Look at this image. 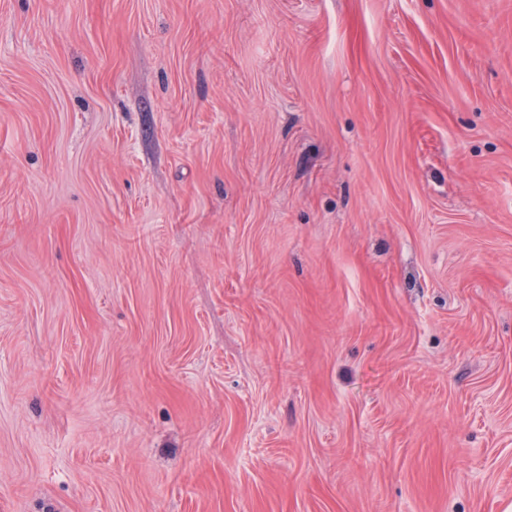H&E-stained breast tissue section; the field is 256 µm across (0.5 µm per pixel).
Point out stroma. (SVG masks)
<instances>
[{
  "instance_id": "1",
  "label": "stroma",
  "mask_w": 512,
  "mask_h": 512,
  "mask_svg": "<svg viewBox=\"0 0 512 512\" xmlns=\"http://www.w3.org/2000/svg\"><path fill=\"white\" fill-rule=\"evenodd\" d=\"M0 512H512V0H0Z\"/></svg>"
}]
</instances>
